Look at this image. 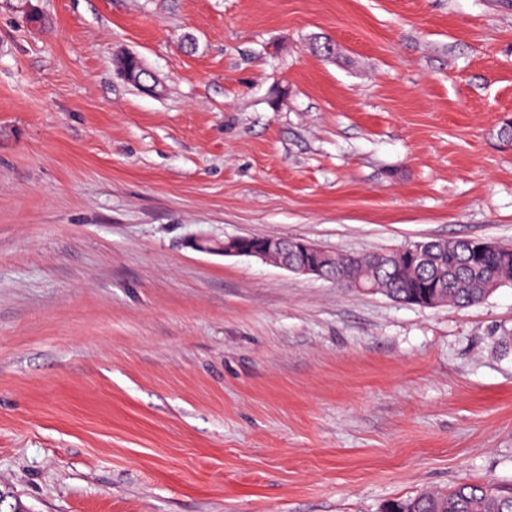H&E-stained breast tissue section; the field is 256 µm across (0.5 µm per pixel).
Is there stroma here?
I'll return each instance as SVG.
<instances>
[{
    "mask_svg": "<svg viewBox=\"0 0 512 512\" xmlns=\"http://www.w3.org/2000/svg\"><path fill=\"white\" fill-rule=\"evenodd\" d=\"M509 122L512 0H0V486L380 512L512 484V283L423 308L194 246L512 247Z\"/></svg>",
    "mask_w": 512,
    "mask_h": 512,
    "instance_id": "obj_1",
    "label": "stroma"
}]
</instances>
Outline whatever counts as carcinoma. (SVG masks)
Returning <instances> with one entry per match:
<instances>
[{"label": "carcinoma", "instance_id": "1", "mask_svg": "<svg viewBox=\"0 0 512 512\" xmlns=\"http://www.w3.org/2000/svg\"><path fill=\"white\" fill-rule=\"evenodd\" d=\"M414 246L429 248L437 255L433 263L416 265L393 252L390 261L377 265L374 258L359 260V271L379 292L398 301L423 297L430 285L441 288L443 304L467 307L484 299L495 280L512 282V250L480 264L469 257L459 239L418 241ZM384 512H512V487L488 481L460 483L448 491L425 490L406 499L384 505Z\"/></svg>", "mask_w": 512, "mask_h": 512}]
</instances>
